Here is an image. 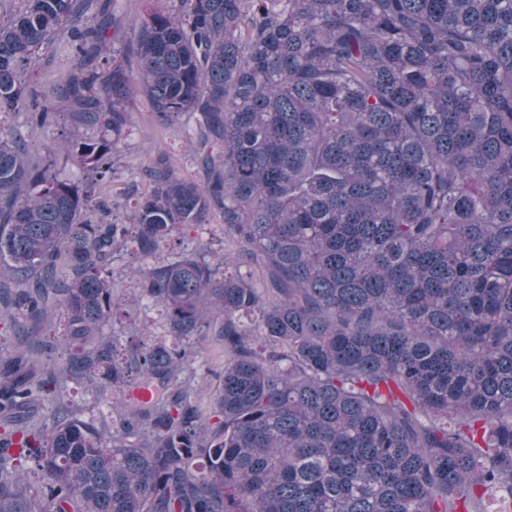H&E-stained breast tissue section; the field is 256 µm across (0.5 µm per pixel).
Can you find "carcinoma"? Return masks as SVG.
Masks as SVG:
<instances>
[{"label": "carcinoma", "mask_w": 512, "mask_h": 512, "mask_svg": "<svg viewBox=\"0 0 512 512\" xmlns=\"http://www.w3.org/2000/svg\"><path fill=\"white\" fill-rule=\"evenodd\" d=\"M20 2L0 20V512H512V0H173L110 56L116 0ZM58 41L80 183L28 140L58 122L28 80ZM136 87L160 123L194 118L209 178L161 153L124 218L103 191ZM216 211L242 252L220 279L195 251L141 270L170 338L117 352L103 327L130 304L104 272ZM70 383L152 396L104 433ZM197 344L193 366L197 371L195 384L200 390V402L203 411L209 408V397L217 388L224 371L223 347L209 333L208 336H197Z\"/></svg>", "instance_id": "carcinoma-1"}]
</instances>
